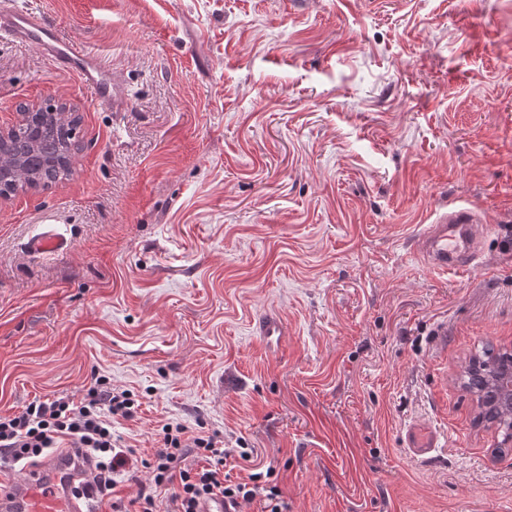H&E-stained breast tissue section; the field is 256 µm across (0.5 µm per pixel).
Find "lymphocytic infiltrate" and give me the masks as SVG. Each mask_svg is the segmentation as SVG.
<instances>
[{
    "label": "lymphocytic infiltrate",
    "instance_id": "f902f5d3",
    "mask_svg": "<svg viewBox=\"0 0 512 512\" xmlns=\"http://www.w3.org/2000/svg\"><path fill=\"white\" fill-rule=\"evenodd\" d=\"M135 403L128 391L117 392L106 380H98L80 402L65 398L30 403L14 416H0V451L9 462L37 458L61 443H69L76 454L87 459L95 472L98 489L116 486L122 467L132 449L119 445L112 432L115 418H132ZM161 446L153 461L147 462L155 486L170 487L167 512H198L200 504L213 496L238 506L240 502L262 499V512H283L279 491L261 485V473L250 474L248 481L232 480L225 466L229 457L250 461L248 449L217 447L213 437L198 434L188 427L164 425ZM195 452L206 465L200 469L182 467L188 452Z\"/></svg>",
    "mask_w": 512,
    "mask_h": 512
}]
</instances>
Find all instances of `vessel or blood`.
I'll list each match as a JSON object with an SVG mask.
<instances>
[{
	"label": "vessel or blood",
	"instance_id": "vessel-or-blood-1",
	"mask_svg": "<svg viewBox=\"0 0 512 512\" xmlns=\"http://www.w3.org/2000/svg\"><path fill=\"white\" fill-rule=\"evenodd\" d=\"M2 32L36 47L57 69L76 75L102 103L115 105L118 95L110 72L74 40L61 38L45 18L14 5L0 6ZM424 238V256L434 269L470 268L480 256L482 221L471 209H457L430 225ZM405 445L424 453L437 447L438 439L418 425L407 431ZM89 473V464L70 453L46 458L20 479L0 473V512H92Z\"/></svg>",
	"mask_w": 512,
	"mask_h": 512
}]
</instances>
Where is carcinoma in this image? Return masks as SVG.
Wrapping results in <instances>:
<instances>
[{
	"label": "carcinoma",
	"mask_w": 512,
	"mask_h": 512,
	"mask_svg": "<svg viewBox=\"0 0 512 512\" xmlns=\"http://www.w3.org/2000/svg\"><path fill=\"white\" fill-rule=\"evenodd\" d=\"M80 117L68 120L57 113L32 112L0 142V195L17 187H48L71 173L70 160L76 144L74 134ZM512 370V354H496L489 348L473 357L464 370V387L477 395L478 421L498 424L504 439L512 438V402L502 407L497 399L495 375Z\"/></svg>",
	"instance_id": "obj_1"
}]
</instances>
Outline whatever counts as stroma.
<instances>
[{"instance_id": "1", "label": "stroma", "mask_w": 512, "mask_h": 512, "mask_svg": "<svg viewBox=\"0 0 512 512\" xmlns=\"http://www.w3.org/2000/svg\"><path fill=\"white\" fill-rule=\"evenodd\" d=\"M15 2L124 106L0 37V125L80 118L70 176L0 199V415L129 391L136 461L99 512L152 488L167 423L251 449L232 477L272 470L287 512H512V441L462 386L512 352V0ZM461 205L483 251L432 269ZM47 231L67 249L33 251ZM483 221L469 208L454 210L430 224L424 256L434 269L470 268L480 256ZM404 447L413 448L417 453H424L430 448H438V439L428 427L418 425L407 431Z\"/></svg>"}]
</instances>
